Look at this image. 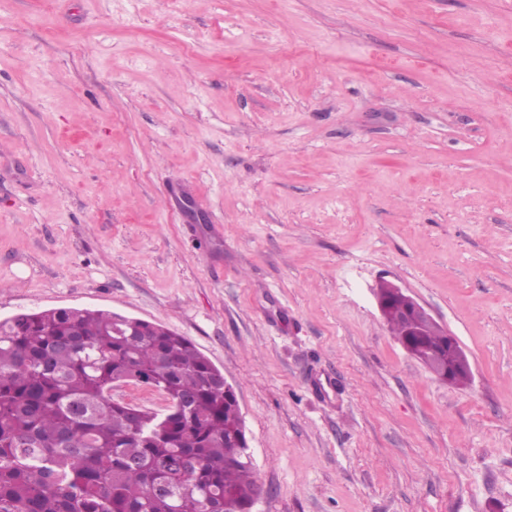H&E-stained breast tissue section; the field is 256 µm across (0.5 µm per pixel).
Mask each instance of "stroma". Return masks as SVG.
<instances>
[{
  "instance_id": "stroma-1",
  "label": "stroma",
  "mask_w": 512,
  "mask_h": 512,
  "mask_svg": "<svg viewBox=\"0 0 512 512\" xmlns=\"http://www.w3.org/2000/svg\"><path fill=\"white\" fill-rule=\"evenodd\" d=\"M69 307L223 372L255 512H512V0H0V320ZM380 288L391 289L394 300L399 304L398 315L401 319L407 320L411 325V330L413 331L412 335L405 336L407 333L406 324L397 320L395 317L391 316L390 313H388L385 320L399 342L402 343L403 341H407L408 343L415 344L416 346L437 352H445L448 350V363H445L438 355L429 352H423L421 350L410 354L405 346H403V348L424 366L428 367L431 364L437 366L440 369V378L442 381L458 387L468 386L472 380V371L468 358V367L466 368L465 375L457 376L456 379L452 381V374L455 373L459 368L462 360L467 357L457 337L449 334L448 330L446 328L445 330L443 326L442 328L436 322L431 313L414 297L407 294L396 284L384 280L379 282L375 292L378 307L383 318L386 305L384 304L381 297ZM422 324L433 326L429 327L428 333L425 334V336L415 335V332L418 331L419 326ZM435 326L440 327L444 331V336H442V332L439 331ZM448 336H450L449 343Z\"/></svg>"
}]
</instances>
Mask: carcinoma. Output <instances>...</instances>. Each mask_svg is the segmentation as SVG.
I'll return each instance as SVG.
<instances>
[{
  "label": "carcinoma",
  "mask_w": 512,
  "mask_h": 512,
  "mask_svg": "<svg viewBox=\"0 0 512 512\" xmlns=\"http://www.w3.org/2000/svg\"><path fill=\"white\" fill-rule=\"evenodd\" d=\"M403 342L448 350L435 326ZM221 370L161 325L58 308L0 320V512H245L258 490ZM153 388L167 420L112 399L113 382Z\"/></svg>",
  "instance_id": "obj_1"
}]
</instances>
